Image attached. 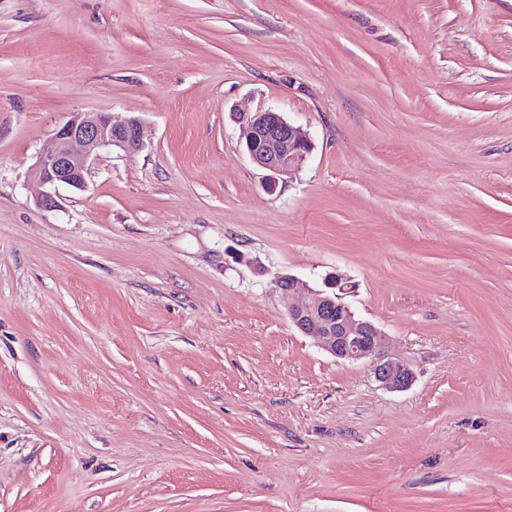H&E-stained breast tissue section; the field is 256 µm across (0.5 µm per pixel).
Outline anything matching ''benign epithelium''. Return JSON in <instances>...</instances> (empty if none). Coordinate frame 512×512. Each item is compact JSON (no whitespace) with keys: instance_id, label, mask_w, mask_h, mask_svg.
<instances>
[{"instance_id":"7a95c632","label":"benign epithelium","mask_w":512,"mask_h":512,"mask_svg":"<svg viewBox=\"0 0 512 512\" xmlns=\"http://www.w3.org/2000/svg\"><path fill=\"white\" fill-rule=\"evenodd\" d=\"M239 120L246 131L247 153L266 172L264 187L270 191L276 189L280 178L300 168L312 151L307 133L272 109L244 112ZM75 143L82 144L86 151L75 152ZM106 146L128 152L139 150L140 118L117 120L109 112H72L41 150L33 178L44 186L66 184L80 190L92 152ZM274 284L282 292L291 323L303 335L316 339L324 351L347 362L373 359L374 377L388 390L412 385L413 370L406 362L384 354L386 336L373 323L355 316L339 294L343 286L338 282L332 283L335 292L315 290L309 300L299 304L292 302L304 287L298 278L282 274L275 277Z\"/></svg>"}]
</instances>
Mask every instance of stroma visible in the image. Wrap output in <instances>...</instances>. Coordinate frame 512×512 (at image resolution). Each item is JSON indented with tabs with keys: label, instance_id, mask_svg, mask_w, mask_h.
<instances>
[{
	"label": "stroma",
	"instance_id": "1",
	"mask_svg": "<svg viewBox=\"0 0 512 512\" xmlns=\"http://www.w3.org/2000/svg\"><path fill=\"white\" fill-rule=\"evenodd\" d=\"M260 108L313 143L273 193ZM72 112L142 146L45 209ZM0 512H512V0H0ZM274 284L282 292L291 323L316 339L324 351L347 362L373 359L374 377L385 389L399 391L412 385L415 376L410 366L384 354L386 336L370 321L357 318L342 294L312 289L308 301L295 304L292 298L304 288L298 278L277 275Z\"/></svg>",
	"mask_w": 512,
	"mask_h": 512
}]
</instances>
